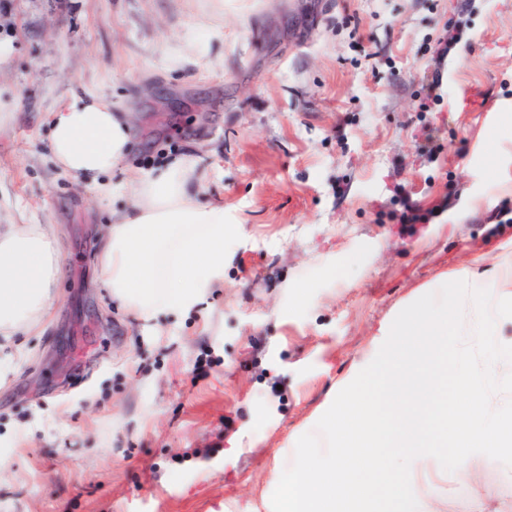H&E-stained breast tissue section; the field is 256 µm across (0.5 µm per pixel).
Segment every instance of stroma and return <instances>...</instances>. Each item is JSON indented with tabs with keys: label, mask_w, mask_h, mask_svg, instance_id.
<instances>
[{
	"label": "stroma",
	"mask_w": 512,
	"mask_h": 512,
	"mask_svg": "<svg viewBox=\"0 0 512 512\" xmlns=\"http://www.w3.org/2000/svg\"><path fill=\"white\" fill-rule=\"evenodd\" d=\"M0 39V224L57 225L65 271L0 387V512H272L403 308L512 291V0H10ZM85 94L134 125L106 194L49 150ZM175 157L224 207V282L145 315L95 254L128 171ZM471 467L512 512V471Z\"/></svg>",
	"instance_id": "stroma-1"
}]
</instances>
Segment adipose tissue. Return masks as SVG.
<instances>
[{"mask_svg": "<svg viewBox=\"0 0 512 512\" xmlns=\"http://www.w3.org/2000/svg\"><path fill=\"white\" fill-rule=\"evenodd\" d=\"M132 148L130 120L99 97L75 96L52 114L50 151L76 183L98 187ZM195 169L176 159L129 171L132 203L105 227L97 256L112 295L139 310L193 296L198 278H224V209L197 200ZM63 272L55 230L47 224L0 225V354L25 351L19 336L42 333Z\"/></svg>", "mask_w": 512, "mask_h": 512, "instance_id": "ef3b65f1", "label": "adipose tissue"}]
</instances>
